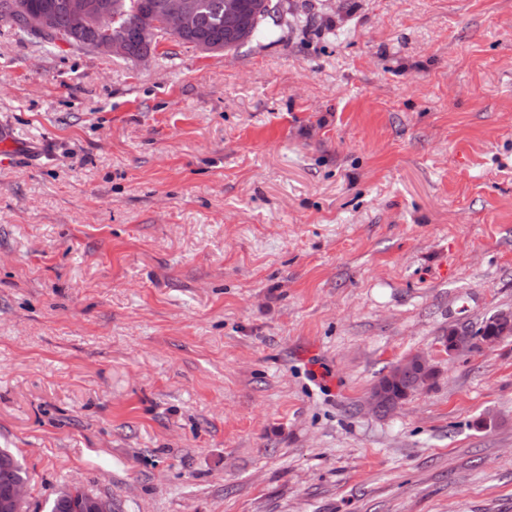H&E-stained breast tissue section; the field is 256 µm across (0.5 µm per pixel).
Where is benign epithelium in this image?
Returning <instances> with one entry per match:
<instances>
[{
  "instance_id": "7a95c632",
  "label": "benign epithelium",
  "mask_w": 512,
  "mask_h": 512,
  "mask_svg": "<svg viewBox=\"0 0 512 512\" xmlns=\"http://www.w3.org/2000/svg\"><path fill=\"white\" fill-rule=\"evenodd\" d=\"M260 8V0H224V28L225 40L232 43L243 40L246 32V15L252 10ZM69 12L76 26L93 29L103 34L98 41L91 45V49L109 56H122L135 63H144L151 60L153 52L145 47L138 51L130 48V35L122 32H111L112 15L104 5L92 7L84 0H70ZM154 20L152 26L141 32L145 45L153 42L152 33L161 30L171 36L194 33L200 28V8L198 0H183L177 7L170 8L160 2L153 6ZM18 16L25 17V27L29 30L44 31L48 28L49 18L46 15L33 17L26 12L22 0H15L11 12L5 21L15 23ZM491 322L500 327L498 336H486L479 341L482 347H490L500 343L506 335L512 333V312H499L491 317ZM432 369L430 359L423 353H417L396 365L390 378V383L404 380L414 381L416 390H421L432 382L429 370ZM389 383L375 385L367 398L366 407L375 414L393 413L399 409L404 400L388 398ZM13 461L9 458H0V484L7 487V494L0 497V512H21V505L26 497V484H15L12 479ZM83 512H114L112 499L87 493Z\"/></svg>"
}]
</instances>
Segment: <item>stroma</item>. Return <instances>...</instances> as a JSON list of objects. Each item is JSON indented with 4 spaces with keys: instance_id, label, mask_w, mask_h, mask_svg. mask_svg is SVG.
Returning <instances> with one entry per match:
<instances>
[{
    "instance_id": "1",
    "label": "stroma",
    "mask_w": 512,
    "mask_h": 512,
    "mask_svg": "<svg viewBox=\"0 0 512 512\" xmlns=\"http://www.w3.org/2000/svg\"><path fill=\"white\" fill-rule=\"evenodd\" d=\"M148 64L0 21V448L23 512H512V0H311ZM423 351L389 416L365 399ZM397 364L394 365L386 375L379 379L368 395L366 407L375 414H391L399 409L405 402L403 399L393 400L388 398L389 384L393 382L399 383L408 379L412 381L416 379L414 386L416 387V391H419L429 385L433 380V378L428 374L429 370L432 369L433 366L431 365L428 356L424 353L414 354L411 358L406 359L398 365ZM394 367L395 369L393 370ZM391 372L393 376L390 378L389 383L378 384L386 381L388 374Z\"/></svg>"
}]
</instances>
